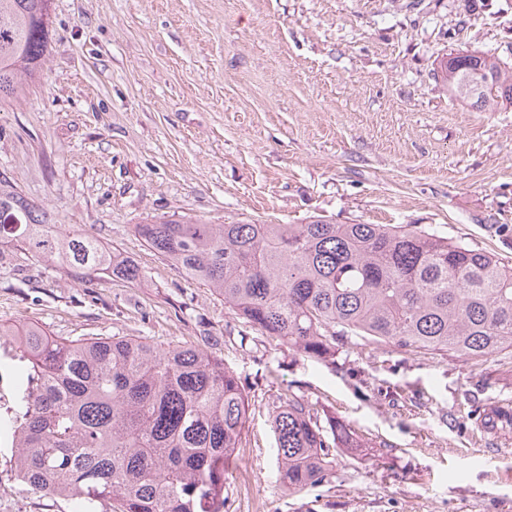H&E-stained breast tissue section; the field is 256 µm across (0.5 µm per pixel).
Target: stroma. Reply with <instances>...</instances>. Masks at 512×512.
I'll list each match as a JSON object with an SVG mask.
<instances>
[{
    "instance_id": "obj_1",
    "label": "stroma",
    "mask_w": 512,
    "mask_h": 512,
    "mask_svg": "<svg viewBox=\"0 0 512 512\" xmlns=\"http://www.w3.org/2000/svg\"><path fill=\"white\" fill-rule=\"evenodd\" d=\"M41 80L0 103V173L136 261L134 283L0 252V322L66 338L200 344L240 378L250 418L224 512H512V444L472 412L512 401V355L473 364L352 337L333 361L262 336L152 251L146 219L393 224L512 260V108H473L449 53L512 64V0H53ZM25 366L0 339V413ZM354 429L330 484L277 481L272 420L290 396ZM0 512H72L16 480Z\"/></svg>"
}]
</instances>
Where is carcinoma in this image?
<instances>
[{
	"instance_id": "cac0c4a2",
	"label": "carcinoma",
	"mask_w": 512,
	"mask_h": 512,
	"mask_svg": "<svg viewBox=\"0 0 512 512\" xmlns=\"http://www.w3.org/2000/svg\"><path fill=\"white\" fill-rule=\"evenodd\" d=\"M52 0H0V102L40 77ZM450 95L472 107H512V67L474 51L440 61ZM150 249L261 334L328 362L358 337L379 348L475 364L512 354V264L482 249L389 224L135 225ZM132 283L138 264L56 217L0 174V248ZM27 361L0 432L16 479L74 512H224V465L247 422L244 389L199 346L133 336L61 338L0 323ZM278 477L298 493L329 482L344 423L293 396L273 418Z\"/></svg>"
}]
</instances>
